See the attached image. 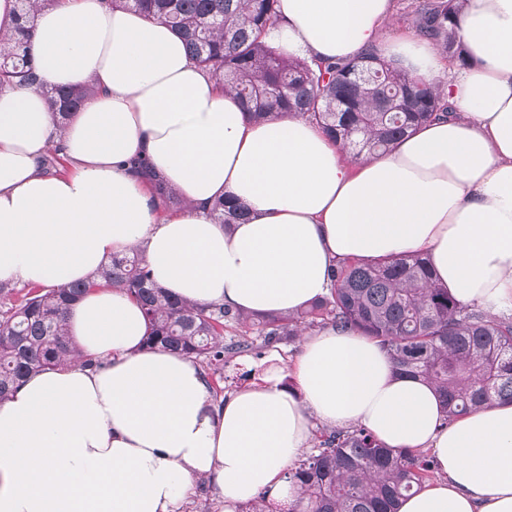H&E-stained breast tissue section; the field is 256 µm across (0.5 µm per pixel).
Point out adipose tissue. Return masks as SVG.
Wrapping results in <instances>:
<instances>
[{"label":"adipose tissue","mask_w":512,"mask_h":512,"mask_svg":"<svg viewBox=\"0 0 512 512\" xmlns=\"http://www.w3.org/2000/svg\"><path fill=\"white\" fill-rule=\"evenodd\" d=\"M34 12L39 82L0 90V282L63 286L141 250L188 303L292 313L328 293L334 265L420 252L461 303L512 310V0H467L471 62L453 72L435 44L387 34L392 0H279L263 34L278 53L346 62L375 44L454 109L358 160L304 118L252 120L161 22L101 0ZM89 84L59 124L47 90ZM57 142L71 174L38 168ZM135 158L178 216L157 218ZM222 197L249 222L218 223ZM66 329L102 365L33 374L0 403V512H180L199 477L224 512L260 495L285 506L318 424L431 452L437 480L399 512H512V403L442 425L435 387L358 332L304 336L297 394L272 367L217 404L195 362L143 347L145 316L120 289L73 304ZM136 168L152 195L160 200V209L176 212L181 208V201L167 189L163 180L151 168L144 166L142 163H139Z\"/></svg>","instance_id":"1"}]
</instances>
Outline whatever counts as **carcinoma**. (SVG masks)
<instances>
[{
  "label": "carcinoma",
  "instance_id": "obj_1",
  "mask_svg": "<svg viewBox=\"0 0 512 512\" xmlns=\"http://www.w3.org/2000/svg\"><path fill=\"white\" fill-rule=\"evenodd\" d=\"M20 23L0 35V87L33 86L38 76L29 54L32 0H17ZM159 20L183 37L189 54L222 86L234 91L248 115L283 112L305 117L355 158L384 153L405 133L452 113L439 89L422 82L371 46L350 62L286 58L261 40L276 18L277 0H102ZM461 0H422L414 9L417 37L436 44L459 66L470 57L460 31ZM97 93L95 87L59 88L65 119ZM61 144L39 161L57 172ZM138 172L160 208L181 201L156 173ZM221 224H243L247 209L221 200L213 209ZM104 283L128 293L148 323L144 342L194 359L213 399L223 388L224 366L236 354L270 348L316 328L355 330L377 343L398 374L422 377L444 403L450 423L492 401L512 402V320L463 305L433 278L420 254L389 257L376 265L347 261L332 271L327 296L292 314L245 315L223 304L196 307L152 280L143 254L114 256L100 272ZM98 286L94 280L60 288L9 287L0 283V402L31 373L62 369L76 360L88 367L67 333L68 307ZM251 331L224 341L226 323ZM432 460L419 449L393 451L362 427L318 429L312 448L288 472L297 498L288 512H398L401 498L422 488Z\"/></svg>",
  "mask_w": 512,
  "mask_h": 512
}]
</instances>
